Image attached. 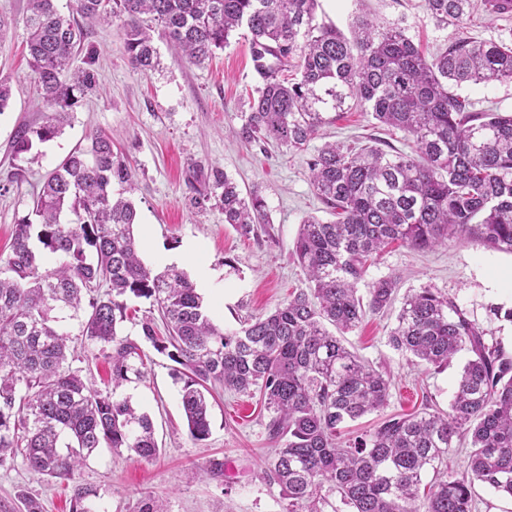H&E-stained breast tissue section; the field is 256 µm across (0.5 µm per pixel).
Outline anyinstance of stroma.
<instances>
[{
    "label": "stroma",
    "instance_id": "1",
    "mask_svg": "<svg viewBox=\"0 0 512 512\" xmlns=\"http://www.w3.org/2000/svg\"><path fill=\"white\" fill-rule=\"evenodd\" d=\"M26 7L27 0H0V15L13 20L0 42V76L9 77L12 87L10 103L0 113V254L9 253L13 225L31 211L46 175L88 133L103 131L111 134L114 153L134 174L131 198L142 261L163 271L155 253L177 254L186 242H194L216 272L217 287L224 290L220 298L210 291L202 294L217 325L240 328L248 316L268 314L290 293L307 288L291 251L302 218L323 216L324 206L310 186L306 154L273 147L263 151L238 135V114L258 82L247 38L234 33L229 45L201 66L158 41L161 67L144 75L128 63L119 24H86L74 64H89L96 86L79 96L63 134L45 144L37 160L23 164L12 154L14 133L20 125L44 120L27 63L22 23ZM364 11L380 19L405 18L415 44L430 55L456 34L454 28L435 25L424 0H319L316 20L346 34ZM460 94L469 110L512 112V83L468 86ZM374 138L404 152L409 149L401 134L377 128L368 113L356 108L344 112L311 145L353 139L365 144ZM215 168L242 191H262L271 218L264 230L245 237L225 223L223 210L214 202L195 207V198L211 190ZM510 268L512 254L462 239L419 252L391 248L371 266L368 277L391 274L399 278L401 291L430 287L457 296L512 354V324L488 322L485 311L491 303L512 305V290L494 278L496 271ZM396 315L393 309L368 315L346 333L347 346L390 375L386 414H411L427 405L447 411L459 364L437 371L407 362L387 341ZM173 367L167 356L152 354L146 378L123 389L150 416L158 455L145 460L103 448L77 474V483L95 487L97 512H136L149 495L162 499L167 512H284L280 486L262 477L272 456L270 411L258 397L217 391L210 435L195 441L171 376ZM218 463L223 472L215 471ZM20 494L37 499L43 512L70 510L71 486L28 469L18 458L0 469V502L15 504Z\"/></svg>",
    "mask_w": 512,
    "mask_h": 512
}]
</instances>
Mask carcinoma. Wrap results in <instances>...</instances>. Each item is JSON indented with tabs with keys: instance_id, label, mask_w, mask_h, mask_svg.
I'll list each match as a JSON object with an SVG mask.
<instances>
[{
	"instance_id": "cac0c4a2",
	"label": "carcinoma",
	"mask_w": 512,
	"mask_h": 512,
	"mask_svg": "<svg viewBox=\"0 0 512 512\" xmlns=\"http://www.w3.org/2000/svg\"><path fill=\"white\" fill-rule=\"evenodd\" d=\"M77 2L86 20L121 23L128 61L142 74L160 65L156 36L202 65L246 29L260 82L240 113L239 134L263 150L275 143L305 151L355 106L403 133L411 152L325 143L311 153L310 184L334 219L301 221L292 255L310 286L224 330L184 272L154 273L139 259L137 213L126 197L133 173L114 156L112 136L89 133L48 173L32 212L14 224L11 252L0 254V467L20 456L37 473L71 480L104 447L155 457L150 417L117 396L147 372L144 341L176 363L172 375L196 441L210 434L215 388L260 394L273 413L275 444L263 477L281 487L286 512H323L325 487L349 512H472L477 482L512 497V355L487 340L492 332L456 296L434 288L403 297L388 343L435 369L470 354L448 412L385 416L340 441L345 423L382 412L390 397V378L341 339L394 304L399 280L392 275L359 294L377 257L394 244L424 251L465 236L512 254V113L471 112L457 93L512 82V33L481 41L461 35L428 58L405 19L361 12L347 37L316 22L317 0ZM425 5L437 27L461 28L474 0ZM24 24L47 110L41 125L13 139L15 158L31 163L70 123L68 109L93 73L72 69L85 30L55 0H28ZM212 185L221 190L224 223L244 235L270 223L259 191L242 196L219 169ZM65 211L72 221H61ZM48 254L55 256L50 268ZM131 296L153 300L164 331L148 318L139 339L118 334ZM81 314V345L111 368L103 389L69 361L72 337L60 321ZM459 437L470 446L461 473L447 464ZM428 467L435 478L422 495ZM94 498L92 488L74 486L72 512H94Z\"/></svg>"
}]
</instances>
